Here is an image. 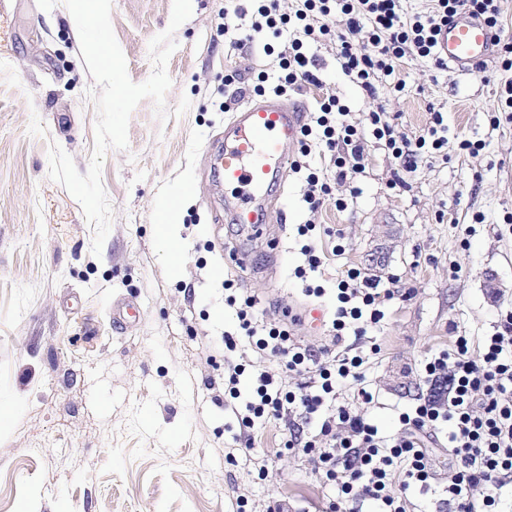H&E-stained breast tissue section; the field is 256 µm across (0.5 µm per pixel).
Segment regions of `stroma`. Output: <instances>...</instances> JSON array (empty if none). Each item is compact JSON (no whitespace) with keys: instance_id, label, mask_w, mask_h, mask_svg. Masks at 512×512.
<instances>
[{"instance_id":"stroma-1","label":"stroma","mask_w":512,"mask_h":512,"mask_svg":"<svg viewBox=\"0 0 512 512\" xmlns=\"http://www.w3.org/2000/svg\"><path fill=\"white\" fill-rule=\"evenodd\" d=\"M175 32L167 72L168 116L142 100L128 125V147L108 149L102 182L113 209L111 230L93 255V229L81 204L49 177L58 144L79 172L89 168L99 87L83 61L75 20L63 0H0V512H327L337 491L315 461L283 446V423L252 433L254 467L227 462L237 419L222 405L225 332L236 316L224 281L255 296L276 316L292 305L322 313L299 330L306 346L332 347L326 314L350 268L396 276L407 299L386 303L368 328L380 354L367 364L376 394L364 414L385 438L399 416L428 392L424 365L454 337L480 342L500 311L512 307V121L492 127L498 92L512 71L490 61L463 74L408 57L403 91L376 95L400 132L418 135L429 108L448 121L447 157L405 171L371 144L363 173L334 185L332 200L310 212L303 174L289 173L286 221L275 225L279 255L265 240L241 241L215 222L224 180L209 167L210 145L241 94L235 82L277 84L287 36L266 34L273 48L236 49L225 32L233 0H195ZM173 0H113L111 23L132 82L153 71L149 43L170 23ZM319 59L318 85L287 90V100L336 96L348 122L361 124L369 100L345 76L329 41L309 43ZM483 140L478 154L461 140ZM357 198H350V187ZM180 194L179 268L160 247L161 206ZM349 198L345 210L334 201ZM327 228L322 266L307 279L298 225ZM244 244L258 275L240 271L229 249ZM342 254H333L334 245ZM223 276H216V269ZM325 288L305 296L306 284ZM139 311L124 330L112 327L114 304Z\"/></svg>"}]
</instances>
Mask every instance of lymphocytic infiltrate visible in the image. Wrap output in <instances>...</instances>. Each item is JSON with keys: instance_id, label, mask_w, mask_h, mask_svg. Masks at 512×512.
<instances>
[{"instance_id": "f902f5d3", "label": "lymphocytic infiltrate", "mask_w": 512, "mask_h": 512, "mask_svg": "<svg viewBox=\"0 0 512 512\" xmlns=\"http://www.w3.org/2000/svg\"><path fill=\"white\" fill-rule=\"evenodd\" d=\"M465 11L483 18L495 34L503 32L500 0H429L425 11L403 12L401 0H300L294 13L279 10V0H255L225 15V27L247 18V34L237 47L259 41L266 30L299 31L300 36L281 52L283 74L277 91L318 84L315 59L304 50L305 41L334 40L337 60L367 93L375 83L390 78L395 90L405 87L399 66L410 56L435 58V37L449 17ZM345 17L341 30L329 21ZM503 68L512 69V41L499 43ZM343 109L335 97L320 101L313 124L304 125L299 151L292 161L301 172L303 157L313 147L330 154L337 179L364 169L368 139L385 146L405 168L416 167L423 156L448 148V124L443 113L429 109L426 125L418 136L401 134L383 104L373 105L366 126L345 123ZM396 289L366 276L360 269L348 270L336 291V308L331 319L335 341L346 329L365 336L366 328L385 317L383 306L395 298ZM234 308L237 334H225L224 348L234 351L245 340L263 357L284 359L296 384L288 388L278 374L261 370L245 374L241 365L228 364L224 376L225 408L237 410L241 432L235 447L250 454L252 431L271 420L283 422L289 431L285 446L315 457L327 481L337 486L339 500L330 502L329 512H341L345 502H372L375 512H407V491L429 488L433 463L425 448V434L450 426L448 454V497L455 512H497L499 491L512 481V309L501 313L490 336L482 340L480 356H473L468 337H456L451 349L432 356L425 364L429 392L411 411L401 413L402 433L387 440L380 437L370 420L350 407L337 403V379L351 380L357 401L370 404L375 396L366 383L364 359L350 349L335 352L325 348L313 352L295 334V322L280 318L267 321L255 313L251 295H228Z\"/></svg>"}]
</instances>
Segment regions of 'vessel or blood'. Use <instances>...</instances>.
Segmentation results:
<instances>
[{"label":"vessel or blood","mask_w":512,"mask_h":512,"mask_svg":"<svg viewBox=\"0 0 512 512\" xmlns=\"http://www.w3.org/2000/svg\"><path fill=\"white\" fill-rule=\"evenodd\" d=\"M437 50L462 73L493 59L494 34L484 20L470 13L455 15L437 37ZM305 110L279 95L251 99L236 108L224 129V139L212 149L225 185L231 186L224 212L248 236H262L270 224L282 221L284 209L274 208L288 179L290 151L296 148Z\"/></svg>","instance_id":"vessel-or-blood-1"}]
</instances>
